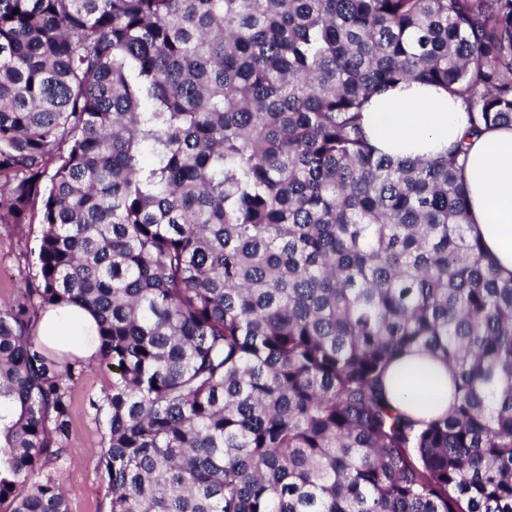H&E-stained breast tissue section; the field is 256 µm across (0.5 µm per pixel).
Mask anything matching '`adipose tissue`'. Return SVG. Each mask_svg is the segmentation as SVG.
I'll list each match as a JSON object with an SVG mask.
<instances>
[{"label": "adipose tissue", "instance_id": "adipose-tissue-1", "mask_svg": "<svg viewBox=\"0 0 512 512\" xmlns=\"http://www.w3.org/2000/svg\"><path fill=\"white\" fill-rule=\"evenodd\" d=\"M363 120L378 150L393 157H434L452 145H463L469 233L480 241L501 278H512V127L470 135L464 102L442 88L417 82L373 97ZM95 330L96 320L89 312L69 305L49 310L36 334L52 349L91 359L98 347ZM387 383L420 418L440 416L453 404L447 366L428 355L410 354L394 361Z\"/></svg>", "mask_w": 512, "mask_h": 512}]
</instances>
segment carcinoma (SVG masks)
Returning a JSON list of instances; mask_svg holds the SVG:
<instances>
[{"label":"carcinoma","mask_w":512,"mask_h":512,"mask_svg":"<svg viewBox=\"0 0 512 512\" xmlns=\"http://www.w3.org/2000/svg\"><path fill=\"white\" fill-rule=\"evenodd\" d=\"M512 126V0H0V224L39 282L0 310V512H71L86 365L109 512H512V280L468 234L462 146L380 153L401 82ZM448 364L418 420L390 364ZM41 317L33 327L39 342L79 358H94L98 347L96 320L89 312L69 305L49 310L38 325Z\"/></svg>","instance_id":"carcinoma-1"}]
</instances>
